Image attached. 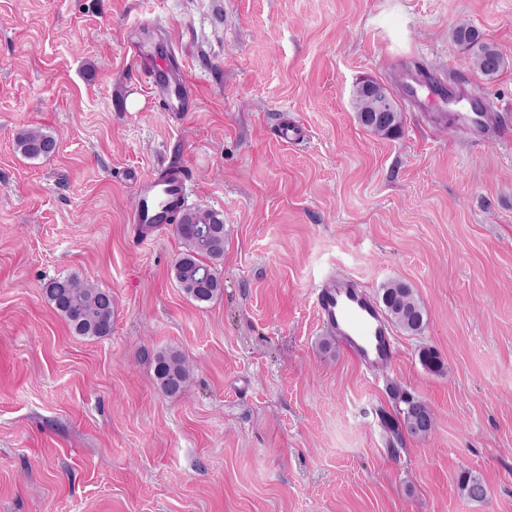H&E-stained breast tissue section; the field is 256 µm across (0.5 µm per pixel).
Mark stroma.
Here are the masks:
<instances>
[{
    "label": "stroma",
    "mask_w": 512,
    "mask_h": 512,
    "mask_svg": "<svg viewBox=\"0 0 512 512\" xmlns=\"http://www.w3.org/2000/svg\"><path fill=\"white\" fill-rule=\"evenodd\" d=\"M462 21L501 53L494 79ZM133 44L169 54L193 112L161 108ZM418 64L505 104L501 137L424 103H400L398 137L364 129L355 84L398 96ZM287 122L306 139L281 142ZM28 125L54 155L16 151ZM177 166L187 207L224 217L204 305L173 278L172 226L132 241L137 182ZM68 274L111 293L110 335L48 303ZM328 274L408 284L424 331L366 371L318 320ZM169 349L193 371L175 397ZM406 395L428 437L397 435ZM0 512H512V0H0ZM454 42L470 53V65L480 75L493 78L503 65V58L484 34L471 24H459L452 32ZM435 115L438 119L447 121L450 131H455L459 128L468 129L473 134L475 138L474 141L476 142H483L486 139L495 138L497 132L491 112H485L483 116L476 115L478 122H475L473 118L470 123L467 122L466 117L458 114L437 112ZM192 376L185 357L176 350H165L154 357V378L168 395L180 394ZM457 484L459 490L472 501L482 503L489 497L490 490L486 482L469 469H464L460 472Z\"/></svg>",
    "instance_id": "obj_1"
}]
</instances>
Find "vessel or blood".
<instances>
[{"mask_svg": "<svg viewBox=\"0 0 512 512\" xmlns=\"http://www.w3.org/2000/svg\"><path fill=\"white\" fill-rule=\"evenodd\" d=\"M132 54L143 71L151 76L167 71L168 59L154 56L140 46H132ZM163 108L173 116L190 111L191 105L182 92L181 81H172L163 96ZM449 130L468 128L476 141L494 138L496 125L491 114H484L470 122L466 117L448 113L444 116ZM186 171L172 167L157 178L140 183L137 200L130 214L138 240H146L158 224L174 209L180 207L185 196ZM314 304L322 326L338 336L348 354L361 366L373 370L391 363L396 357V346L389 322L370 294L352 282L333 276L322 279L313 289Z\"/></svg>", "mask_w": 512, "mask_h": 512, "instance_id": "vessel-or-blood-1", "label": "vessel or blood"}]
</instances>
